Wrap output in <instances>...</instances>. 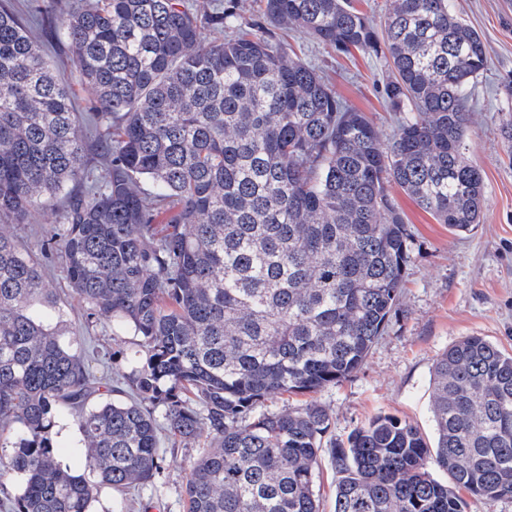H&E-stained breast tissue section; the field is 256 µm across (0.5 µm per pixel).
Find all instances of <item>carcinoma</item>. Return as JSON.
Masks as SVG:
<instances>
[{
	"instance_id": "1",
	"label": "carcinoma",
	"mask_w": 512,
	"mask_h": 512,
	"mask_svg": "<svg viewBox=\"0 0 512 512\" xmlns=\"http://www.w3.org/2000/svg\"><path fill=\"white\" fill-rule=\"evenodd\" d=\"M61 1L51 23L93 109L83 139L73 89L0 3V478H22L15 496L0 483V512H89L103 488L128 512L163 470L161 434L188 445L205 430L185 512H320L330 413L265 402L352 377L387 331L410 260L390 184L454 232L479 222L464 136L481 36L450 0H391L380 35L351 0H260L265 26L236 0ZM207 27L224 38L205 41ZM288 28L391 61L390 142L286 54L273 30ZM61 192L50 238L24 246L10 228ZM52 262L85 331L136 338L125 388L103 386L66 330ZM432 387L435 439L380 414L330 447L333 512L512 499V353L465 336ZM62 412L80 433L72 465L48 437Z\"/></svg>"
}]
</instances>
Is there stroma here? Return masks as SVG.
Masks as SVG:
<instances>
[{
  "instance_id": "35a3bbf8",
  "label": "stroma",
  "mask_w": 512,
  "mask_h": 512,
  "mask_svg": "<svg viewBox=\"0 0 512 512\" xmlns=\"http://www.w3.org/2000/svg\"><path fill=\"white\" fill-rule=\"evenodd\" d=\"M452 8L481 36L489 66L479 78L465 135V155L484 177L486 202L481 221L457 233L422 210L397 185L389 193L412 234L410 262L400 309L384 336L351 378L317 393L331 414L329 439L345 441L371 417L388 413L432 432V369L460 338L486 336L512 352V151L501 137L512 114L503 81L512 75V0H452ZM289 53L319 68L337 93L364 112L390 138L397 126L381 94L388 75L382 56L360 51L336 54L299 32L287 37ZM92 333L106 352L98 374L126 372L132 336H113L98 324ZM207 436L191 445L161 441L164 484L134 493L133 512H184L183 490Z\"/></svg>"
}]
</instances>
